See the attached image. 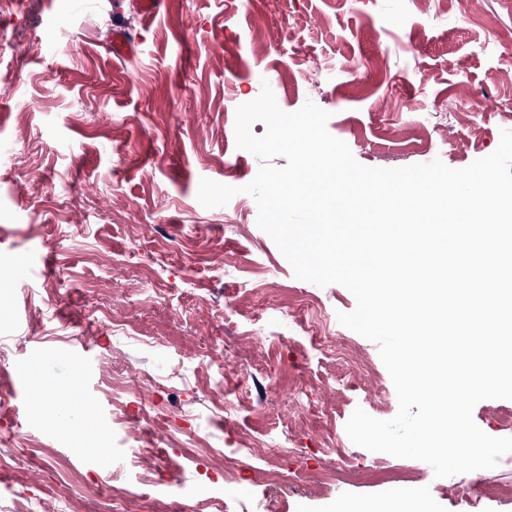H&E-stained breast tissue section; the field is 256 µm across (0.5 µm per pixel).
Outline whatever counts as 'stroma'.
I'll return each mask as SVG.
<instances>
[{"instance_id":"35a3bbf8","label":"stroma","mask_w":512,"mask_h":512,"mask_svg":"<svg viewBox=\"0 0 512 512\" xmlns=\"http://www.w3.org/2000/svg\"><path fill=\"white\" fill-rule=\"evenodd\" d=\"M265 83L283 111L329 112L362 165L465 168L512 126V0H28L1 16L0 512H329L390 500L379 464L414 475L409 501L463 512L476 475L346 433L355 409L388 420L398 398L377 345L338 320L354 295L296 278L241 191L260 162L236 146V109ZM204 178L238 193L205 207ZM302 297L367 367L294 341ZM76 396L93 409H67ZM118 407L147 415L132 475L112 470ZM275 437L281 468L315 474L341 448L369 476L270 484ZM203 446L248 449L233 494Z\"/></svg>"}]
</instances>
